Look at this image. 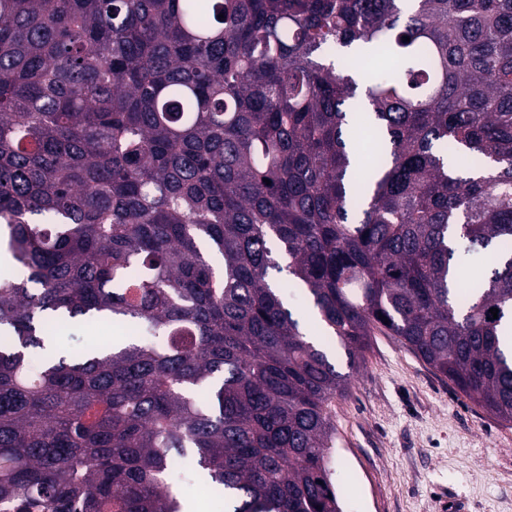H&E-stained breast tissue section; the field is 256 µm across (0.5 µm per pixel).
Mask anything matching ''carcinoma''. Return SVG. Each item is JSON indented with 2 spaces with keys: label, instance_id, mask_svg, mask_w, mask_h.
Listing matches in <instances>:
<instances>
[{
  "label": "carcinoma",
  "instance_id": "1",
  "mask_svg": "<svg viewBox=\"0 0 512 512\" xmlns=\"http://www.w3.org/2000/svg\"><path fill=\"white\" fill-rule=\"evenodd\" d=\"M0 245V512H344L329 339L512 427V0H0ZM130 335L128 327L111 321L78 324L61 334L66 345L74 350H81L91 343H112ZM181 495L184 501L188 499H200L205 504L206 512L222 511L224 512L223 503L216 498L215 493L210 486L201 480H195L185 483L181 486Z\"/></svg>",
  "mask_w": 512,
  "mask_h": 512
}]
</instances>
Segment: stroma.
<instances>
[{
    "mask_svg": "<svg viewBox=\"0 0 512 512\" xmlns=\"http://www.w3.org/2000/svg\"><path fill=\"white\" fill-rule=\"evenodd\" d=\"M111 321L73 326L80 350L124 339ZM334 479L345 512H512V427L467 404L395 337L374 336L335 407Z\"/></svg>",
    "mask_w": 512,
    "mask_h": 512,
    "instance_id": "stroma-1",
    "label": "stroma"
}]
</instances>
